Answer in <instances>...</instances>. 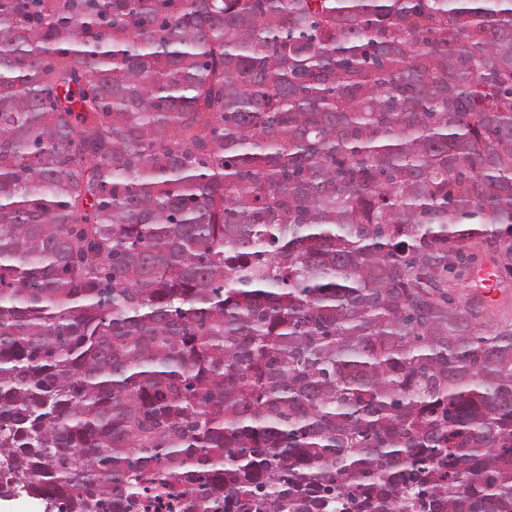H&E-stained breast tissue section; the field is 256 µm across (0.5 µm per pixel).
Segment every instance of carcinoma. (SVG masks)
<instances>
[{
	"instance_id": "cac0c4a2",
	"label": "carcinoma",
	"mask_w": 512,
	"mask_h": 512,
	"mask_svg": "<svg viewBox=\"0 0 512 512\" xmlns=\"http://www.w3.org/2000/svg\"><path fill=\"white\" fill-rule=\"evenodd\" d=\"M512 0H0V487L45 512H512ZM477 278L480 280L481 285H483V288H479L482 293V298L487 299L488 301H493L494 298H497L504 304V302L507 304H504L507 309L511 313L512 317V278L509 281V284L506 289V293L503 294V292H499L497 289V272L493 268L485 267L484 269H481L476 274ZM504 297V299H503Z\"/></svg>"
}]
</instances>
